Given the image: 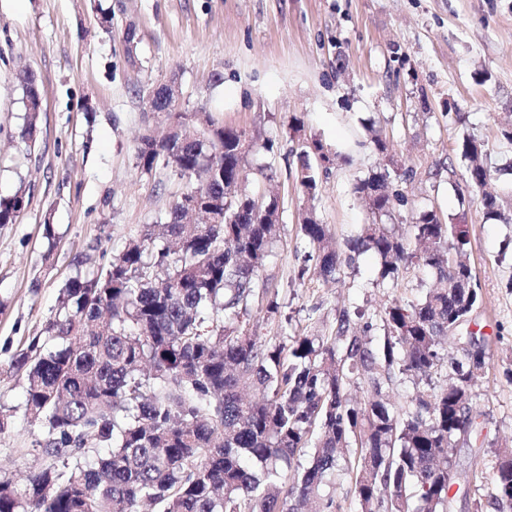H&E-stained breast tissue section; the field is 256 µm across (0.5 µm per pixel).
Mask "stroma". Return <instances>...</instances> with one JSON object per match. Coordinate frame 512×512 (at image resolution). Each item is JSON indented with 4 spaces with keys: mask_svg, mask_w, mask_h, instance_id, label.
<instances>
[{
    "mask_svg": "<svg viewBox=\"0 0 512 512\" xmlns=\"http://www.w3.org/2000/svg\"><path fill=\"white\" fill-rule=\"evenodd\" d=\"M103 9L111 26L98 22ZM131 26L133 50L125 40ZM25 68L43 98L30 150L18 139L25 109L17 74ZM169 83L182 107L254 133L248 184L280 197L279 231L262 271L279 291L280 313L243 317L249 334L325 332L342 305L379 312L433 285V275L415 266L402 270L397 286L380 283L370 251L332 283L301 271L305 210L331 226L340 246L368 221L353 191L381 162L367 125L409 173L402 188L410 204L390 223L411 224L424 209L466 212L483 298L475 321L491 351L478 388L485 444L455 450L463 475L481 478L461 487L454 512H476L495 449L512 448V224L485 218L457 142L467 134L484 142L500 170L502 208L512 212V147L502 137L512 127V0H0V195L23 188L30 196L16 223L0 225V365L40 334L79 256L111 255L185 190L171 170L146 174L136 165L140 135L167 124L165 114L148 111L142 92ZM295 115L340 156L312 201L294 178ZM264 166L272 181L259 175ZM48 222L57 235L52 249ZM23 402L20 378L0 372V405L16 411L0 434V475L16 480L43 464Z\"/></svg>",
    "mask_w": 512,
    "mask_h": 512,
    "instance_id": "1",
    "label": "stroma"
}]
</instances>
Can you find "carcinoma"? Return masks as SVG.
Instances as JSON below:
<instances>
[{
	"instance_id": "cac0c4a2",
	"label": "carcinoma",
	"mask_w": 512,
	"mask_h": 512,
	"mask_svg": "<svg viewBox=\"0 0 512 512\" xmlns=\"http://www.w3.org/2000/svg\"><path fill=\"white\" fill-rule=\"evenodd\" d=\"M35 146L43 98L19 74ZM162 136L143 134L136 166H162L187 181L166 216L131 236L104 265L78 267L40 335L9 360L24 385V416L38 428L32 451L48 460L18 484L0 478V512H451L460 486L451 451L480 431L477 389L489 359L486 338L459 330L482 296L468 258L466 213L423 210L407 235L377 219L405 207L383 168L354 192L372 216L346 250L314 212L300 224L315 274L336 280L367 251L379 278L397 283L415 264L440 287L392 300L379 314L336 310L324 334L272 344L240 319L278 292L260 277L279 226L280 201L242 186L256 145L245 128L205 110L176 112ZM298 137L295 179L313 199L337 155ZM466 178L491 219L506 223L497 169L483 144L458 143ZM29 195H0V225L17 221ZM383 344L371 345L375 333ZM446 372L447 384H432ZM411 384L399 401L397 386ZM361 392L351 397V389ZM347 488L336 499V487ZM512 512V448L498 452L483 504Z\"/></svg>"
}]
</instances>
